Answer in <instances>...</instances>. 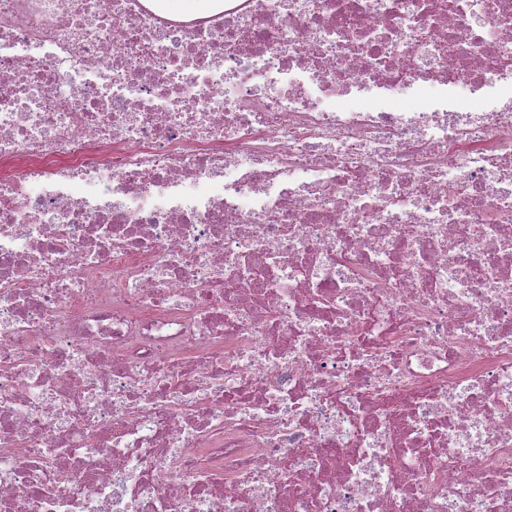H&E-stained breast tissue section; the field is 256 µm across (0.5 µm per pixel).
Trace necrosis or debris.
<instances>
[{
  "label": "necrosis or debris",
  "mask_w": 512,
  "mask_h": 512,
  "mask_svg": "<svg viewBox=\"0 0 512 512\" xmlns=\"http://www.w3.org/2000/svg\"><path fill=\"white\" fill-rule=\"evenodd\" d=\"M0 512H512V0H0ZM160 8L170 17H203L212 14L214 0H160Z\"/></svg>",
  "instance_id": "4bbe7bcc"
}]
</instances>
